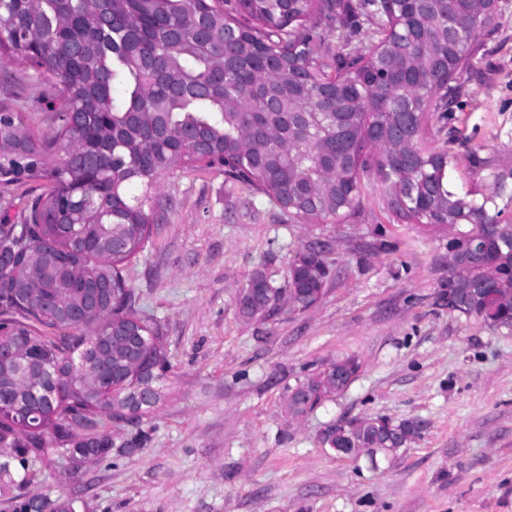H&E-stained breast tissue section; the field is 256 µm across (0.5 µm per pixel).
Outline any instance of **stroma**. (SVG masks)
Returning a JSON list of instances; mask_svg holds the SVG:
<instances>
[{
    "label": "stroma",
    "mask_w": 512,
    "mask_h": 512,
    "mask_svg": "<svg viewBox=\"0 0 512 512\" xmlns=\"http://www.w3.org/2000/svg\"><path fill=\"white\" fill-rule=\"evenodd\" d=\"M332 51L363 54L356 33L322 24ZM450 118L429 119L422 144L447 147L457 189L482 196L512 169V0H498ZM48 80L0 55V108L51 135ZM374 178L355 215L289 221L268 196L222 169L162 173L161 213L144 250L123 263L136 312L158 329L170 362L158 407L139 425L105 424L113 454L74 467L63 451L30 463L28 494L77 512H512V331L448 307V233L395 215ZM328 244L322 298L279 301L247 320L236 306L255 271L286 287L295 252ZM354 355L350 386L288 422V386ZM427 421L398 457L342 458L318 436L340 417Z\"/></svg>",
    "instance_id": "stroma-1"
}]
</instances>
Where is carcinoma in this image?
I'll return each mask as SVG.
<instances>
[{"label":"carcinoma","mask_w":512,"mask_h":512,"mask_svg":"<svg viewBox=\"0 0 512 512\" xmlns=\"http://www.w3.org/2000/svg\"><path fill=\"white\" fill-rule=\"evenodd\" d=\"M0 0V49L55 83L52 136H37L21 114L0 109V189L43 181L45 194L19 220L0 221L11 240L0 273V489L17 491L14 512H76L70 501L22 493L27 465L53 444L112 452L105 436L76 440V427L122 422L113 412L114 370L142 358L156 379L166 370L161 344L131 345L125 329L147 335L122 264L136 257L157 220L144 198L163 172L204 162L269 195L288 219L307 223L355 211L371 175L386 185L387 207L420 224L446 226L448 251L487 242L485 261H457L449 275L452 309L512 330V171L493 174L482 199L451 183V157L421 139L429 113L448 119L452 76L470 66L490 17L475 0ZM380 19L365 55L325 60L312 18L354 31ZM507 199L499 206L497 199ZM323 250L298 252L288 290L303 311L323 294ZM241 310L260 318L281 289L262 271ZM20 347L38 372L42 401L12 417L24 381L4 350ZM341 377L322 374L288 387V418H304L345 391L359 371L336 358ZM417 419L385 415L328 423L325 448L397 454L419 441Z\"/></svg>","instance_id":"1"}]
</instances>
